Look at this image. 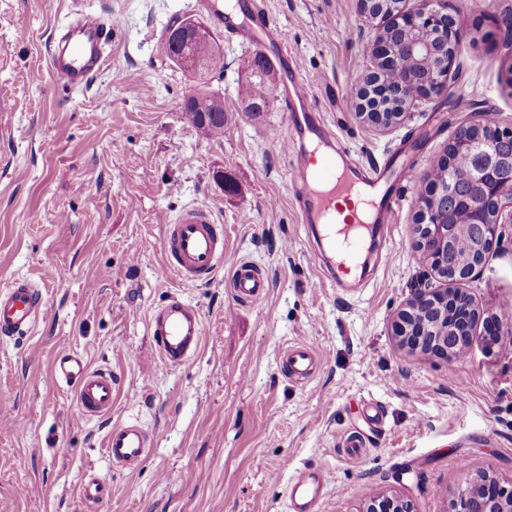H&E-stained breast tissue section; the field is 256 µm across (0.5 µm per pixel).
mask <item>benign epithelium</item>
<instances>
[{
  "label": "benign epithelium",
  "instance_id": "benign-epithelium-1",
  "mask_svg": "<svg viewBox=\"0 0 512 512\" xmlns=\"http://www.w3.org/2000/svg\"><path fill=\"white\" fill-rule=\"evenodd\" d=\"M451 0H416V7L402 6L388 11L392 0H357L359 13L378 24L372 47L374 71L360 88L357 113L373 124L390 127L403 120L409 107L419 99L448 93V81L457 68L462 34L451 13ZM439 52L440 66L423 78L424 90L416 93L417 78L389 84L382 73L393 67L398 57L409 53L423 56ZM399 99L401 109L391 114L390 103ZM494 122L469 124L448 144L443 163L454 161L448 153L465 150L471 159L461 179L470 191L455 192L456 177L445 185H433L422 191L414 225L417 253L425 258L431 271L448 281L468 278L481 266L488 249L500 236L503 224L512 223V146L503 148L495 140ZM467 209L469 223H450L453 211ZM477 241L468 261L448 268V247L456 238ZM478 312L472 297L458 288H417L398 315L395 334L401 346L411 351L460 361L472 345L473 327ZM365 512H413L407 497L382 495ZM449 512H512V486L506 487L488 472H481L462 487L452 500Z\"/></svg>",
  "mask_w": 512,
  "mask_h": 512
}]
</instances>
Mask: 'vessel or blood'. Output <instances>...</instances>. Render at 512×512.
<instances>
[{
	"instance_id": "1",
	"label": "vessel or blood",
	"mask_w": 512,
	"mask_h": 512,
	"mask_svg": "<svg viewBox=\"0 0 512 512\" xmlns=\"http://www.w3.org/2000/svg\"><path fill=\"white\" fill-rule=\"evenodd\" d=\"M201 6L214 29L252 44L259 55L284 73L275 99L287 120L285 146L294 156L290 182L300 221L338 230L340 261L354 262L365 237L385 233L388 218L399 203L387 171L365 165L337 167L338 137L325 122L296 56L268 12L257 9L254 0H237L232 7L226 0H202ZM105 38L101 18L77 13L48 53L50 69L70 87H84L105 63ZM350 197L366 206V213L353 210L342 214L340 202ZM162 248L167 256L165 272L185 282L210 278L224 262V235L206 208L181 211L166 226ZM229 286L236 301L251 305L262 299L267 277L252 262L242 260L233 268ZM45 312L42 291L32 281L20 280L0 290V337L16 341L26 338ZM150 329L155 352L172 365L194 355L203 340L198 310L177 297L152 313ZM283 367L289 377L310 376L316 367L314 348L304 343L288 347ZM54 375L73 385L83 415L103 417L111 412L112 396L118 390L111 371L91 368L80 357L62 352L55 359ZM151 444L149 433L131 421L114 425L104 440L113 465L129 469L144 461Z\"/></svg>"
}]
</instances>
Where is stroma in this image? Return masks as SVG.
I'll list each match as a JSON object with an SVG mask.
<instances>
[{
    "instance_id": "35a3bbf8",
    "label": "stroma",
    "mask_w": 512,
    "mask_h": 512,
    "mask_svg": "<svg viewBox=\"0 0 512 512\" xmlns=\"http://www.w3.org/2000/svg\"><path fill=\"white\" fill-rule=\"evenodd\" d=\"M261 2L341 145L389 166L403 198L372 278L351 293L322 280L298 219L281 112L249 111L240 97L254 48L222 38L224 71L209 84L231 134L204 138L183 112L191 83L161 41L170 22L200 14L198 0H56L49 12L42 0H0V288L36 281L47 308L30 338L0 339V512H288L299 476L322 482L329 512H363L387 492L414 512H448L479 472L512 484V312L501 305L512 297V224L459 283L500 321L498 344L476 326L454 362L400 349L392 330L414 289L444 285L412 233L430 162L481 117L512 130V0H454L458 74L389 128L355 109L376 34L356 0ZM78 10L120 25L104 69L74 89L49 70L47 48ZM190 207L224 227V263L197 283L160 273L163 228ZM242 259L268 278L251 306L227 284ZM174 297L198 309L204 339L168 366L151 352L150 317ZM300 342L318 362L296 382L281 360ZM63 351L120 376L110 415L85 417L55 379ZM123 421L154 436L131 470L104 450ZM352 434L364 440L356 458L341 446Z\"/></svg>"
}]
</instances>
